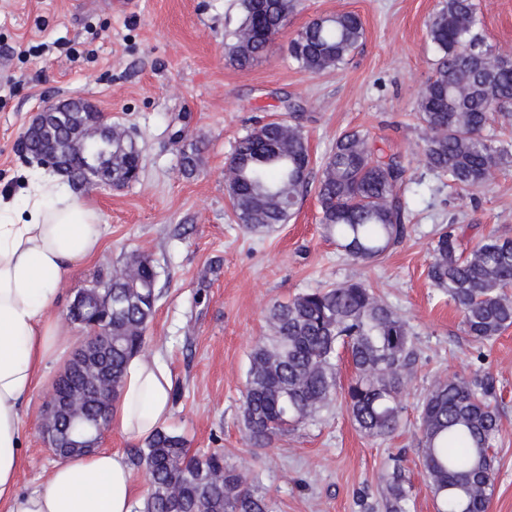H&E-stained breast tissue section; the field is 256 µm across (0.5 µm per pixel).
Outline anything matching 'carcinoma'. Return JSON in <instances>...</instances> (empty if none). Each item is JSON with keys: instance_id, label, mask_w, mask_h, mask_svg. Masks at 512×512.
I'll use <instances>...</instances> for the list:
<instances>
[{"instance_id": "cac0c4a2", "label": "carcinoma", "mask_w": 512, "mask_h": 512, "mask_svg": "<svg viewBox=\"0 0 512 512\" xmlns=\"http://www.w3.org/2000/svg\"><path fill=\"white\" fill-rule=\"evenodd\" d=\"M238 6L241 21L228 34L225 53L238 68L248 69L283 32L295 0H238ZM476 25L473 0H442L427 24L436 54L433 73L417 98L427 166L462 190L487 185L512 158L511 140L485 134L496 120L512 125V55L485 44ZM364 35L354 12L319 16L289 40L288 54L310 74L338 70ZM62 122L63 133L91 125L87 112H69ZM66 164L73 183H84L87 171L101 165L112 168V179L120 181L138 169L139 154L117 126L112 143L90 136ZM227 170L236 223L252 233L288 223L312 190L321 223L354 260L381 259L405 234L409 169L400 157L374 149L360 130L336 137L315 182L305 133L282 120L239 138ZM427 277L460 311L474 340L489 341L512 327V238L490 234L465 251L456 225L450 224L433 242ZM157 285L152 261L132 255L80 289L87 296L78 311H68L67 320L84 330L101 317L99 298L112 294L110 335L100 350L111 376L101 377L95 363L79 370L67 366L57 398L75 389L101 397L76 396L70 415L57 417L49 444H63L69 424L108 426L124 367L143 352L160 298ZM266 325V336L250 354L242 400L252 446L272 444L336 400L341 349L352 366L343 396L353 423L374 437L398 429L404 413L399 395L415 377L418 354L412 328L381 295L355 281L310 289L270 305ZM494 393L488 377L450 375L437 380L418 403L419 455L437 512H487L495 483L493 442L500 431ZM130 462L148 482L139 512H272L271 500L225 467L223 455L192 454L175 431H158L145 447L131 450ZM384 499L385 512H408L410 486L398 466L385 481Z\"/></svg>"}]
</instances>
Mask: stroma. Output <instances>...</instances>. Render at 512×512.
Listing matches in <instances>:
<instances>
[{"mask_svg":"<svg viewBox=\"0 0 512 512\" xmlns=\"http://www.w3.org/2000/svg\"><path fill=\"white\" fill-rule=\"evenodd\" d=\"M478 32L512 53V0H475ZM440 0H297L283 33L253 67L225 54L239 23L237 0H0V195L19 197L37 164L17 151L32 114L73 95L124 129L140 153L139 177L118 189L85 186L79 198L102 218V246L66 278L51 310L65 319L77 291L131 254L148 256L161 297L146 358L172 372L169 428L194 451H219L274 512H383L381 479L401 464L410 512H436L419 458L417 404L448 374L492 377L501 430L489 512H512V327L480 344L428 277L430 243L445 224L463 226V248L483 236L512 237V166L488 186L456 191L429 170L416 116L435 59L426 23ZM357 13L361 46L340 70L309 74L288 56L289 40L311 20ZM296 112H288L287 103ZM294 119L314 163L346 129L367 133L384 154L401 155L414 184L405 237L373 264L353 260L328 238L315 194L292 219L257 234L236 224L224 172L239 137L258 123ZM196 147L198 169L181 168ZM347 280L374 288L406 320L420 359L394 434L370 437L343 400L315 420L253 448L240 421L249 355L265 334V311L311 288ZM83 338L69 328L21 406L19 492L43 488L56 461L41 415Z\"/></svg>","mask_w":512,"mask_h":512,"instance_id":"obj_1","label":"stroma"}]
</instances>
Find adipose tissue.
Returning a JSON list of instances; mask_svg holds the SVG:
<instances>
[{"instance_id":"1","label":"adipose tissue","mask_w":512,"mask_h":512,"mask_svg":"<svg viewBox=\"0 0 512 512\" xmlns=\"http://www.w3.org/2000/svg\"><path fill=\"white\" fill-rule=\"evenodd\" d=\"M100 215L67 183L33 174L20 201L0 202V503L6 512H132L134 478L123 456L100 449L58 460L43 489L15 490L21 403L53 359L66 327L47 319L58 288L100 247ZM172 374L134 356L109 412L113 428L140 440L172 417Z\"/></svg>"}]
</instances>
